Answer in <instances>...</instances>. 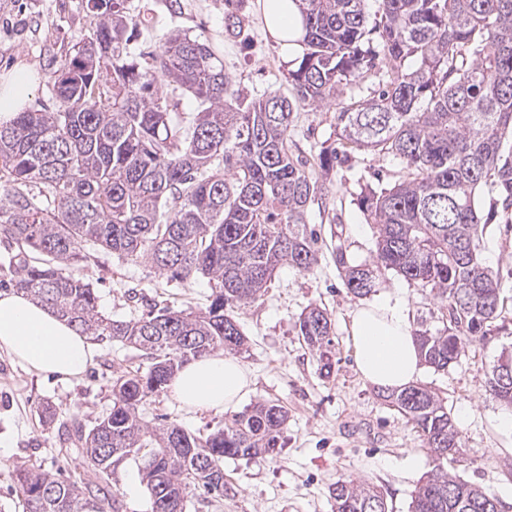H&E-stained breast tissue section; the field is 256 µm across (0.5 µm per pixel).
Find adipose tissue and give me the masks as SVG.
Wrapping results in <instances>:
<instances>
[{"label":"adipose tissue","mask_w":512,"mask_h":512,"mask_svg":"<svg viewBox=\"0 0 512 512\" xmlns=\"http://www.w3.org/2000/svg\"><path fill=\"white\" fill-rule=\"evenodd\" d=\"M263 21L274 35L297 39L301 10L297 0H263ZM31 74L26 67L0 76V126L12 123L27 104ZM351 340L357 370L364 381L398 392L423 372L419 342L406 308L386 296L359 306L351 316ZM0 349L37 372L67 378L80 376L92 362L95 347L41 303L22 293L0 294ZM251 376L239 360L215 352L190 361L173 375L169 389L185 406L200 412H223L249 393Z\"/></svg>","instance_id":"ef3b65f1"}]
</instances>
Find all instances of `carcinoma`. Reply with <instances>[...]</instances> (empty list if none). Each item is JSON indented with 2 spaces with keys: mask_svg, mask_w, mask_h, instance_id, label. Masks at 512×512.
<instances>
[{
  "mask_svg": "<svg viewBox=\"0 0 512 512\" xmlns=\"http://www.w3.org/2000/svg\"><path fill=\"white\" fill-rule=\"evenodd\" d=\"M302 0L303 48L289 72L290 95L252 97L233 88L214 47L171 31L139 53L129 30L148 28L125 0H87L92 32L52 72L57 109L17 113L0 126V238L17 246L7 287L22 292L77 332L109 339L146 356V371L112 379V409L87 429L64 425L82 456L74 481L22 467L15 480L26 512H123L109 483L115 469L137 464L150 512H185L195 488L224 496V459L274 457L285 408L258 401L206 436L169 424L149 425L140 408L177 369L218 350L239 351L245 336L235 310L255 301L283 266L307 272L317 263L307 228L311 204L332 197L327 176L351 152L403 164L404 179L358 199L376 226V260L430 289L445 310L442 328L417 333L424 362L446 371L500 318L499 278L480 258L484 226L512 219V0ZM243 0H224V28L243 33ZM377 78L369 95L360 85ZM201 105L191 135L176 120L179 100ZM336 106L337 142L320 149L318 169L293 150L289 128L297 105ZM495 194L483 213L476 192ZM130 261L145 259L169 278L202 274L213 282L200 313L161 309L137 320L98 311L86 267L90 248ZM336 266L356 296L372 292L373 270ZM299 333L329 357L332 319L311 305ZM512 353L486 374V391L512 405ZM423 434L438 461L413 492L410 512H495L494 493L458 478L461 435L448 407L427 387L387 395ZM334 512H389L373 484L342 477Z\"/></svg>",
  "mask_w": 512,
  "mask_h": 512,
  "instance_id": "carcinoma-1",
  "label": "carcinoma"
}]
</instances>
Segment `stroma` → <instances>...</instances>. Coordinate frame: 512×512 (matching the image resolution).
Segmentation results:
<instances>
[{
  "label": "stroma",
  "instance_id": "1",
  "mask_svg": "<svg viewBox=\"0 0 512 512\" xmlns=\"http://www.w3.org/2000/svg\"><path fill=\"white\" fill-rule=\"evenodd\" d=\"M86 3L0 0V74L22 65L33 69L29 111L54 107L48 74L89 32L92 17ZM261 3L246 0L244 36L239 39L224 30V0H182L178 14L168 11L166 0H126L130 13L145 11L154 17V31L141 32L137 43L152 46L170 30L187 31L218 50L234 87L255 97L274 90L286 95L290 87L285 49L266 30ZM336 132L335 108H295L290 138L303 156L316 158L322 143L334 141ZM403 175L397 159L352 152L329 174L333 205L315 204L309 210L308 222L318 236L317 264L308 272L281 267L261 297L236 311L246 338L237 357L253 377L242 404L269 400L287 409L282 448L275 458L225 459L223 501L214 505L193 491L186 512H332L330 489L343 475L378 486L392 512H408L417 482L435 461L422 433L357 372L350 323L360 300L349 292L336 267L340 250L349 264L374 265L376 229L357 199L365 189L388 187ZM481 253L501 282L505 319L486 339L470 345L448 372L425 368L420 382L446 398L461 432L463 452L452 471L495 492L504 512H512V439L492 425L505 405L485 390L487 371L502 351L512 348V222L500 219L485 225ZM92 254L84 274L106 316L129 320L161 308L197 313L209 303L207 277L177 281L145 260L128 261L100 248ZM375 291L397 294L414 330L441 327L439 306L428 290L381 268ZM311 305L326 308L332 316L327 367L299 334L298 318ZM95 349L87 371L71 380L30 370L0 350V512L24 510L14 482L19 467L33 464L74 479L82 471L77 453L60 455L64 438L57 426L41 423L42 405L52 404L61 421L75 416L93 426L112 407L113 377L148 366L140 352L117 342L99 340ZM143 413L150 424L173 423L193 434L209 433L229 418L225 412L190 410L166 389L147 397ZM112 489L125 512H149V496L134 462L119 467Z\"/></svg>",
  "mask_w": 512,
  "mask_h": 512
}]
</instances>
